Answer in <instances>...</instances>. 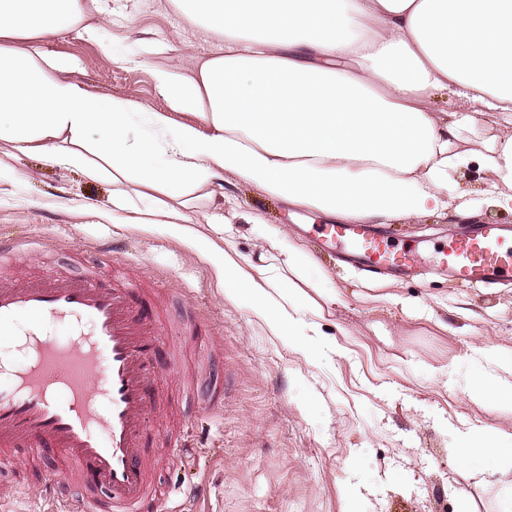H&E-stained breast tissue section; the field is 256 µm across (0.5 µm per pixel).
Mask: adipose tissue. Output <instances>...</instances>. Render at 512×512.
I'll list each match as a JSON object with an SVG mask.
<instances>
[{"label": "adipose tissue", "mask_w": 512, "mask_h": 512, "mask_svg": "<svg viewBox=\"0 0 512 512\" xmlns=\"http://www.w3.org/2000/svg\"><path fill=\"white\" fill-rule=\"evenodd\" d=\"M190 23L224 38L223 53L190 75L160 69L169 112L106 99L69 78L38 40L76 21L79 0H0V140L56 164L111 177L112 221L125 223L135 190L167 197L138 223L163 217L190 237V190L233 174L342 223L391 224L455 211L448 174L477 161L492 189L512 187V0H175ZM440 92L466 107L435 104ZM503 129L486 138L483 121ZM92 156H85V146ZM205 243L224 293L250 306L303 357L322 349L325 303L307 294L313 261L285 231L272 254L245 260L212 225ZM461 472L512 464V435L460 432Z\"/></svg>", "instance_id": "1"}]
</instances>
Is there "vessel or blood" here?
I'll list each match as a JSON object with an SVG mask.
<instances>
[{"mask_svg":"<svg viewBox=\"0 0 512 512\" xmlns=\"http://www.w3.org/2000/svg\"><path fill=\"white\" fill-rule=\"evenodd\" d=\"M316 233L369 269L409 274L419 262L369 224H320ZM436 257L464 285L512 281V233L499 224L452 236ZM141 299L111 270L0 273V333L28 321L31 353L19 369L0 360V455L21 448L31 462L62 458L61 471L43 477L50 512H145L155 500L149 393L177 364L157 362L165 330ZM47 323L68 325L67 338L39 333Z\"/></svg>","mask_w":512,"mask_h":512,"instance_id":"b4317fda","label":"vessel or blood"}]
</instances>
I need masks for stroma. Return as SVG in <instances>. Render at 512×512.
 I'll use <instances>...</instances> for the list:
<instances>
[{
	"label": "stroma",
	"instance_id": "1",
	"mask_svg": "<svg viewBox=\"0 0 512 512\" xmlns=\"http://www.w3.org/2000/svg\"><path fill=\"white\" fill-rule=\"evenodd\" d=\"M103 2L102 15L93 0H81L77 23L42 39V50L70 59V78L105 98L169 111L177 126L199 125L191 113L170 111L154 72L190 73L223 40L189 25L172 0ZM0 162L12 171L0 180V236L22 244L21 271L123 263L148 289L145 308L159 300L169 319L201 316L194 335L161 337V353L194 361L198 382L229 377L219 411L194 399L193 386L172 371L153 391L151 429L187 418L198 444L190 461L156 448L160 512H492L512 471L492 464L461 480L457 432L512 433V402H477L480 367L471 359L476 346L512 359V285L466 288L437 268L431 248L454 233L455 215L397 225L398 239L419 251L406 276L339 261L297 229L286 204L233 174L212 183V198H194L192 223L223 225L242 257L270 248L252 229L260 219L288 230L315 261L323 287L340 290L322 323L326 346L306 359L225 297L195 241L163 224L113 223L111 179H88L80 168L3 141ZM486 188L476 162L448 176L449 197L480 201L475 223L512 225V208L483 204Z\"/></svg>",
	"mask_w": 512,
	"mask_h": 512
}]
</instances>
